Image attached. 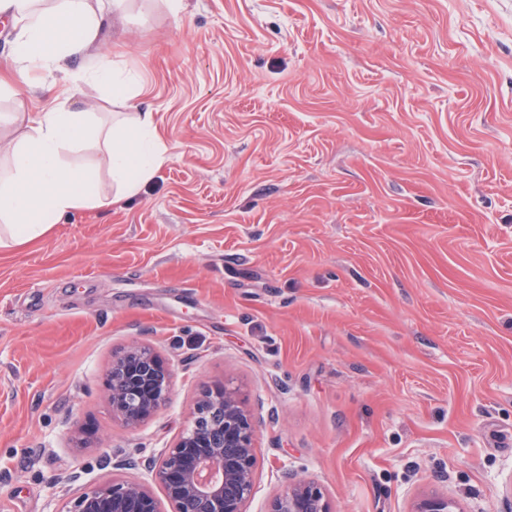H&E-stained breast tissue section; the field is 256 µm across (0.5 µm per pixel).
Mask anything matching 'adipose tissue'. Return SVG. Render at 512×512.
<instances>
[{
	"label": "adipose tissue",
	"instance_id": "adipose-tissue-1",
	"mask_svg": "<svg viewBox=\"0 0 512 512\" xmlns=\"http://www.w3.org/2000/svg\"><path fill=\"white\" fill-rule=\"evenodd\" d=\"M0 0V16L12 21L7 56L10 70L0 86L33 85L39 75L70 77L76 92L107 84L114 97L131 102V82L109 55L88 60L109 13H121L126 0ZM87 67L74 70L76 61ZM25 127L11 143L7 166H0V225L7 235L0 249L31 244L71 212L108 208L138 193L166 160L167 149L155 132L154 115L144 110L106 125L88 113L59 104L37 113L16 115ZM99 145L112 176L111 196H101L94 172L67 161L70 153Z\"/></svg>",
	"mask_w": 512,
	"mask_h": 512
}]
</instances>
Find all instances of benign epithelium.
Listing matches in <instances>:
<instances>
[{"label": "benign epithelium", "mask_w": 512, "mask_h": 512, "mask_svg": "<svg viewBox=\"0 0 512 512\" xmlns=\"http://www.w3.org/2000/svg\"><path fill=\"white\" fill-rule=\"evenodd\" d=\"M173 370L149 345L134 342L112 360L105 387L112 416L135 430L166 405ZM138 478L114 477L83 489L61 512H246L255 488L256 428L238 389L203 390L187 427L144 465ZM266 512H333L315 483L285 473ZM163 488L168 508L153 493ZM444 497L424 496L413 512H454Z\"/></svg>", "instance_id": "benign-epithelium-1"}]
</instances>
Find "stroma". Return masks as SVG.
<instances>
[{
  "label": "stroma",
  "instance_id": "1",
  "mask_svg": "<svg viewBox=\"0 0 512 512\" xmlns=\"http://www.w3.org/2000/svg\"><path fill=\"white\" fill-rule=\"evenodd\" d=\"M128 0L109 50L166 161L0 250V512H57L184 427L256 422L334 512H512V0ZM169 402L114 419L115 353ZM173 370L149 345L134 342L112 360L105 387L112 416L135 430L169 400Z\"/></svg>",
  "mask_w": 512,
  "mask_h": 512
}]
</instances>
